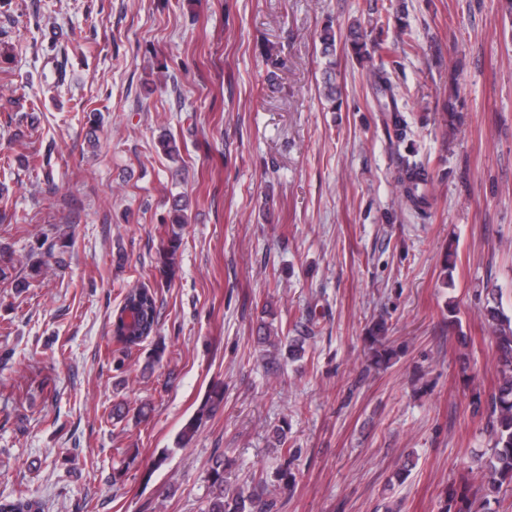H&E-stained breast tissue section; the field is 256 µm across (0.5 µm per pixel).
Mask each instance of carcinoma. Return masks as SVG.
Segmentation results:
<instances>
[{
	"mask_svg": "<svg viewBox=\"0 0 512 512\" xmlns=\"http://www.w3.org/2000/svg\"><path fill=\"white\" fill-rule=\"evenodd\" d=\"M320 54L325 59L323 70L324 97L331 103L341 99L342 90L333 75L337 47L350 52L361 63L368 64L367 74L373 90L377 111L387 113L395 136L406 137L407 124L399 107V99L392 80L397 61L385 46L386 31L379 22L366 26L356 23L346 30L334 28L327 22L318 33ZM402 199L419 212H426L430 206V183L427 174L416 162H405V173L398 178ZM188 203L184 196L174 200L168 210L166 223L173 225L171 234L162 244L156 257V268L160 276L172 280L179 270L177 254L182 245L181 232L177 228L188 223L186 210ZM157 292L148 287L129 289L123 306L117 310L113 320L112 339L120 344L123 353L141 345L156 329L158 316ZM484 316L495 335L497 350V386L486 400V430L492 436V446L480 464L487 471V486L484 497L499 492L505 484L512 483V317L500 308L496 299L485 302ZM386 323L381 320L370 329L371 363L377 368L391 366L397 351L384 343ZM288 359L300 361L306 353L309 337H285ZM224 405V382L210 384L197 412L182 426L178 442L190 443L201 427ZM273 447L292 457L297 449L288 447V427L279 426L272 431ZM230 459L224 454L212 457L208 470L209 494L201 512H278V501L270 497L267 477L264 473L254 475L250 486L245 490L228 493L224 490V469ZM458 504L456 512H478L465 491L451 495L449 502L442 506V512H451L450 503ZM0 512H38L33 500L19 494L10 500H0Z\"/></svg>",
	"mask_w": 512,
	"mask_h": 512,
	"instance_id": "obj_1",
	"label": "carcinoma"
}]
</instances>
